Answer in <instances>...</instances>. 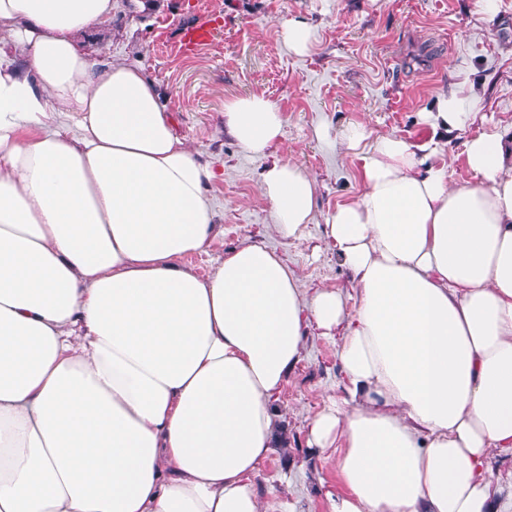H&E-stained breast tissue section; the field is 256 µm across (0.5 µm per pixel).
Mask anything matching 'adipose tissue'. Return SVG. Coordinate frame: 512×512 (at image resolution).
Instances as JSON below:
<instances>
[{
	"label": "adipose tissue",
	"instance_id": "adipose-tissue-1",
	"mask_svg": "<svg viewBox=\"0 0 512 512\" xmlns=\"http://www.w3.org/2000/svg\"><path fill=\"white\" fill-rule=\"evenodd\" d=\"M112 0H0V512H263L253 479L275 448L271 402L309 325L338 337L341 393L308 420L335 449L330 512H493L491 459L512 453V150L464 144L450 184L432 150L347 126L361 195L323 237L356 290L305 298L272 248L207 275L214 170L175 130L142 67L80 38ZM456 87L427 119L461 129ZM224 127L266 155L284 116L261 94ZM261 189L284 239L316 184L274 163Z\"/></svg>",
	"mask_w": 512,
	"mask_h": 512
}]
</instances>
